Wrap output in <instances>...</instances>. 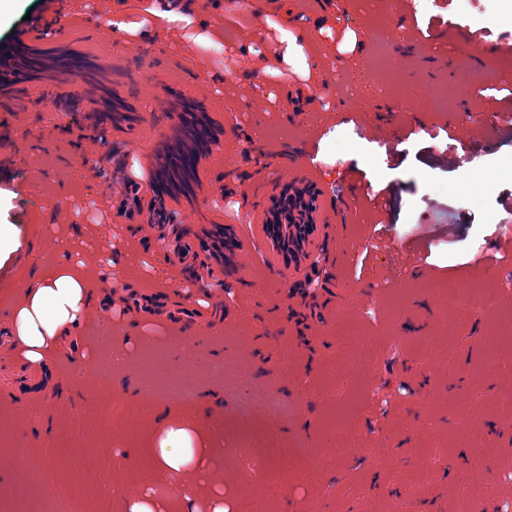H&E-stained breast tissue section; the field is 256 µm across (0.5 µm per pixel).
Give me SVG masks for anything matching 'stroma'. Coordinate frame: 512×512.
Here are the masks:
<instances>
[{"label": "stroma", "instance_id": "1", "mask_svg": "<svg viewBox=\"0 0 512 512\" xmlns=\"http://www.w3.org/2000/svg\"><path fill=\"white\" fill-rule=\"evenodd\" d=\"M47 2L10 0L0 11V55L30 97L9 122L18 155L0 154V225L42 245L0 267V320L31 269L61 263L80 264L111 303L87 310L77 347L58 345L64 366L45 371L38 400L21 392L0 404V449L25 444L41 463H0V512H12L21 471L24 512H49L63 490L93 506L99 478L74 460L106 416L114 483L134 468L139 489L193 490L223 498L228 512L251 509L242 449L258 463L272 512H394L399 503L457 512L462 497L512 512V471L500 463L512 450V251L495 246L496 224L512 222V140L494 126L512 58L490 51L512 43V0H254L252 12L225 0H70L67 41L40 40L33 72L19 35ZM67 52L96 63L73 77L58 64ZM461 59L487 82L457 81ZM438 88L449 104L434 98ZM75 91L113 95L120 107L83 120L69 110ZM295 91L305 113L292 123L285 105ZM184 103L215 120L218 143L202 160L201 188L156 198L155 160L177 152L171 126ZM309 161L322 186L359 179L390 207L379 215L345 197L336 269L298 271L272 255L227 268L226 226L248 216L262 235L272 195L305 188ZM261 177L265 188L253 193ZM475 285L486 301L458 312L449 291ZM148 288L160 291L163 317L135 310ZM333 292L341 303L304 340L300 314ZM186 311L193 321L168 323ZM100 324L112 328L126 378L95 367ZM217 363L247 372L218 379ZM151 373L191 398L169 395L143 412ZM268 399L287 414H270ZM349 413L359 429L337 463L325 456L336 445L331 424ZM470 426L480 446L466 443ZM172 427L188 432L200 460L168 474L147 451ZM474 466L480 478L465 481Z\"/></svg>", "mask_w": 512, "mask_h": 512}]
</instances>
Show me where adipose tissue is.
I'll list each match as a JSON object with an SVG mask.
<instances>
[{
  "label": "adipose tissue",
  "mask_w": 512,
  "mask_h": 512,
  "mask_svg": "<svg viewBox=\"0 0 512 512\" xmlns=\"http://www.w3.org/2000/svg\"><path fill=\"white\" fill-rule=\"evenodd\" d=\"M98 299L77 266L60 265L40 272L30 281L12 311L9 334L28 364L44 365L61 337L72 335L87 308ZM192 458L183 429H169L153 449L152 459L161 470L177 473ZM118 512H203L191 494L175 491L159 500L141 492L120 491L112 496Z\"/></svg>",
  "instance_id": "adipose-tissue-1"
}]
</instances>
